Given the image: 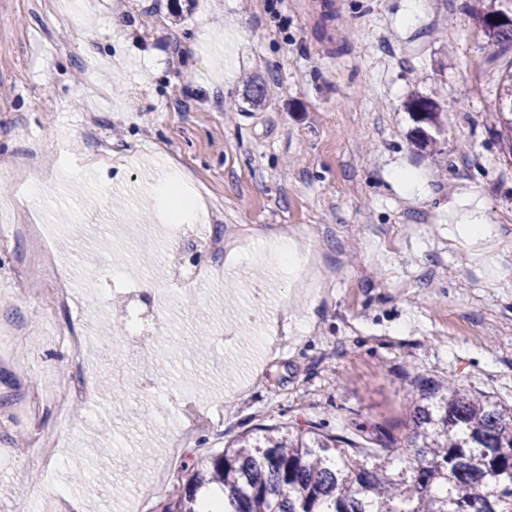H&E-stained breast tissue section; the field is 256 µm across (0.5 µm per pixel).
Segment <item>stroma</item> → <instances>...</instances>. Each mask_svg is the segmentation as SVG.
Returning <instances> with one entry per match:
<instances>
[{"instance_id":"obj_1","label":"stroma","mask_w":512,"mask_h":512,"mask_svg":"<svg viewBox=\"0 0 512 512\" xmlns=\"http://www.w3.org/2000/svg\"><path fill=\"white\" fill-rule=\"evenodd\" d=\"M408 2L339 0L327 16L313 0H0V199L48 226L84 300L45 320L8 276L28 242L0 245V512H67L72 499L130 512L152 481L159 512L186 476L167 461L176 420L151 406L188 380L197 406H222L197 431L208 451L294 419L345 437L366 420L405 439L417 374L512 405V283L500 277L512 270V162L493 135L512 51L484 62L480 0H435L417 25L402 22ZM88 39L96 56L79 49ZM256 73L259 107L243 99ZM415 96L442 108L438 152L411 141ZM31 154L35 199L5 171ZM397 169L427 195L404 192ZM174 172L200 189L209 237L304 224L294 251L332 276L316 291L307 265L283 271L260 251L192 297L141 305L145 328L166 325L133 348L154 384L116 399L101 386L119 337L112 296L167 283L160 193ZM463 197L493 228L478 248L448 234ZM258 288L296 326L273 354L241 319ZM227 325L237 347L219 337ZM84 328L78 357L61 339ZM86 377L91 399L61 420L55 384ZM37 425L59 449L41 469Z\"/></svg>"}]
</instances>
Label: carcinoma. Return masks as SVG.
Listing matches in <instances>:
<instances>
[{
	"label": "carcinoma",
	"mask_w": 512,
	"mask_h": 512,
	"mask_svg": "<svg viewBox=\"0 0 512 512\" xmlns=\"http://www.w3.org/2000/svg\"><path fill=\"white\" fill-rule=\"evenodd\" d=\"M485 59L512 50V0H482ZM494 136L512 160V71L501 75ZM266 81L246 79L252 102ZM407 109L411 138L433 152L445 134L427 97ZM414 445L359 424L357 444L291 422L239 439L233 448L183 462L178 494L161 512H512V406L451 379L416 377L407 390Z\"/></svg>",
	"instance_id": "carcinoma-1"
}]
</instances>
